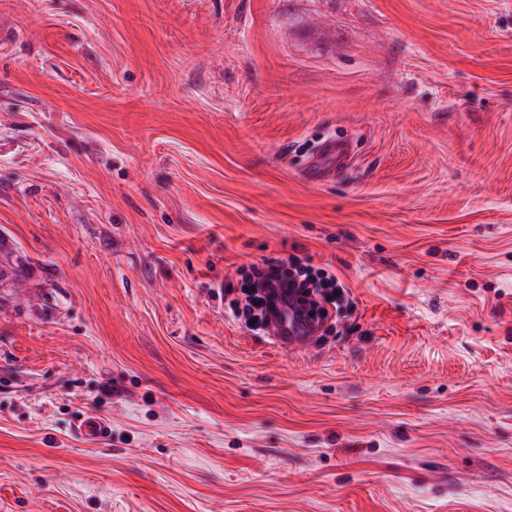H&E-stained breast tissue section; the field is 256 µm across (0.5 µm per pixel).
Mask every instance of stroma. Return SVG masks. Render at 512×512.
<instances>
[{"mask_svg": "<svg viewBox=\"0 0 512 512\" xmlns=\"http://www.w3.org/2000/svg\"><path fill=\"white\" fill-rule=\"evenodd\" d=\"M0 512H512V0H0ZM353 150V141L350 139L332 138L323 142L316 154L306 163L305 170L310 176L324 179L332 176L337 168L342 167ZM250 272L247 287L242 288L244 297L229 302L230 317L244 323L250 330L264 329L278 301L296 299L311 318L319 321L320 331L326 321L335 318L337 302L348 292L335 273L303 265L295 256L265 259L253 264ZM251 321L255 324L251 325ZM267 333L277 347L295 352L308 345L316 329L297 305H290L280 316L271 319ZM75 432L89 441L105 440L111 433L110 421L97 415H86L77 420Z\"/></svg>", "mask_w": 512, "mask_h": 512, "instance_id": "1", "label": "stroma"}]
</instances>
